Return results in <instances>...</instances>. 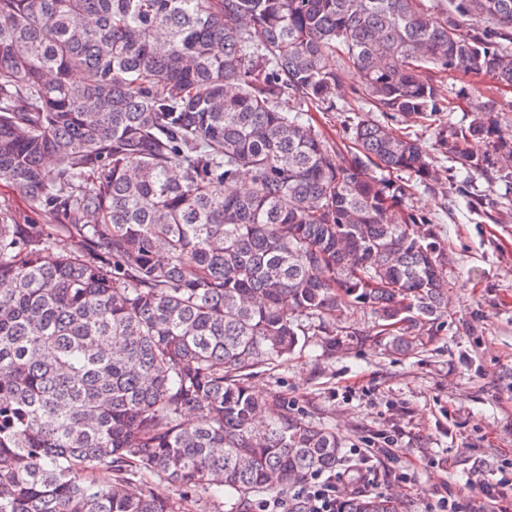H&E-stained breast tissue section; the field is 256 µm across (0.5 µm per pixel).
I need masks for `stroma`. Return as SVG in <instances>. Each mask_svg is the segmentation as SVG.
<instances>
[{"label":"stroma","instance_id":"obj_1","mask_svg":"<svg viewBox=\"0 0 512 512\" xmlns=\"http://www.w3.org/2000/svg\"><path fill=\"white\" fill-rule=\"evenodd\" d=\"M449 124L482 109L512 137V87L447 75ZM355 103L307 117L329 142L349 140ZM440 180L411 204L432 219L450 258L448 310L428 350L399 355L376 339L329 356L316 341L286 361L254 369L249 384L284 399L306 421L334 430L344 448L374 447L358 490L395 499L401 512H439L442 498L488 512L471 478L493 483L512 464V160L496 152L486 172L438 158ZM484 198V211L468 205Z\"/></svg>","mask_w":512,"mask_h":512}]
</instances>
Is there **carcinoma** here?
Listing matches in <instances>:
<instances>
[{"mask_svg":"<svg viewBox=\"0 0 512 512\" xmlns=\"http://www.w3.org/2000/svg\"><path fill=\"white\" fill-rule=\"evenodd\" d=\"M430 66L512 87V0H0V180L52 222L0 218V512H183L216 480L245 508L346 461L246 371L345 350L352 308L391 352L434 342L448 250L409 200L432 151L512 145L482 112L448 131ZM351 69L330 145L298 105Z\"/></svg>","mask_w":512,"mask_h":512,"instance_id":"carcinoma-1","label":"carcinoma"}]
</instances>
